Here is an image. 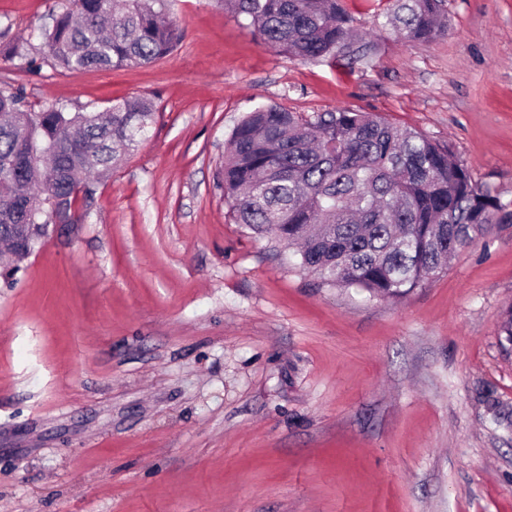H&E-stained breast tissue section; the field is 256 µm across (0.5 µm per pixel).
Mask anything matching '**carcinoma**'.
I'll return each mask as SVG.
<instances>
[{"instance_id":"cac0c4a2","label":"carcinoma","mask_w":512,"mask_h":512,"mask_svg":"<svg viewBox=\"0 0 512 512\" xmlns=\"http://www.w3.org/2000/svg\"><path fill=\"white\" fill-rule=\"evenodd\" d=\"M168 0H71L40 28L42 58L64 71L147 67L184 30ZM266 44L303 61L358 60L369 43L342 0H225ZM445 0H392L383 13L406 44L448 31ZM152 102L114 100L104 112H32L0 89V242L19 264L43 241L19 224H83L94 188L144 138ZM218 187L236 223L297 248L321 284L401 298L499 224L512 204L475 180L451 144L348 108L305 118L260 105L237 123Z\"/></svg>"}]
</instances>
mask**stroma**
<instances>
[{
  "label": "stroma",
  "instance_id": "obj_1",
  "mask_svg": "<svg viewBox=\"0 0 512 512\" xmlns=\"http://www.w3.org/2000/svg\"><path fill=\"white\" fill-rule=\"evenodd\" d=\"M371 49L302 61L221 0L143 68L0 54L32 109L156 105L147 139L11 271L0 250V512H512V224L399 299L320 285L236 224L217 182L254 106L370 112L451 143L512 202V0H445L402 42L386 0H344ZM69 0H0V43Z\"/></svg>",
  "mask_w": 512,
  "mask_h": 512
}]
</instances>
